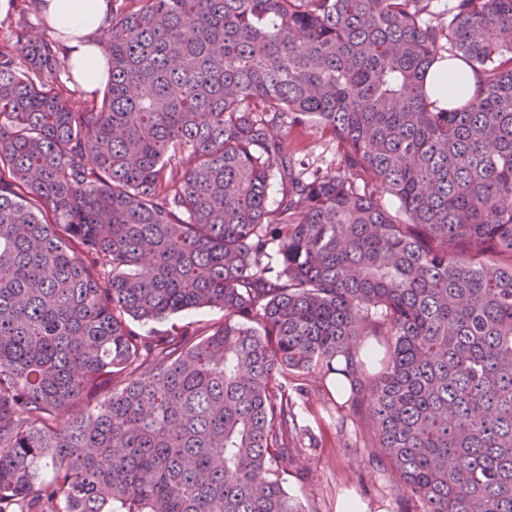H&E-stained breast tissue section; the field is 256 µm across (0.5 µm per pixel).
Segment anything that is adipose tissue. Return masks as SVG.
Returning a JSON list of instances; mask_svg holds the SVG:
<instances>
[{"instance_id": "obj_1", "label": "adipose tissue", "mask_w": 512, "mask_h": 512, "mask_svg": "<svg viewBox=\"0 0 512 512\" xmlns=\"http://www.w3.org/2000/svg\"><path fill=\"white\" fill-rule=\"evenodd\" d=\"M107 0H47L46 22L65 40L66 55L79 87L87 92L103 88L108 65L102 50Z\"/></svg>"}]
</instances>
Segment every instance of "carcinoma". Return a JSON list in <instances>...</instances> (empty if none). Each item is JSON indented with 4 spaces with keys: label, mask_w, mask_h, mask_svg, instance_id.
Returning <instances> with one entry per match:
<instances>
[{
    "label": "carcinoma",
    "mask_w": 512,
    "mask_h": 512,
    "mask_svg": "<svg viewBox=\"0 0 512 512\" xmlns=\"http://www.w3.org/2000/svg\"><path fill=\"white\" fill-rule=\"evenodd\" d=\"M18 2L0 512H311L282 475L313 377L373 424L398 512H512V0H112L78 105ZM443 60L479 77L449 108ZM309 120L338 171L299 167ZM203 307L224 322L140 330Z\"/></svg>",
    "instance_id": "obj_1"
}]
</instances>
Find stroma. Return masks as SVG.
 <instances>
[{
    "instance_id": "obj_1",
    "label": "stroma",
    "mask_w": 512,
    "mask_h": 512,
    "mask_svg": "<svg viewBox=\"0 0 512 512\" xmlns=\"http://www.w3.org/2000/svg\"><path fill=\"white\" fill-rule=\"evenodd\" d=\"M291 139L300 143L306 162L323 170L336 171L340 154L335 142L320 126L308 123L293 127ZM298 422L319 441L307 454L308 475L288 477L286 487L311 512H336V501L349 490L357 491L383 512H396V497L404 489L375 462V430L370 421L346 416L338 419L325 408L320 383L310 382Z\"/></svg>"
}]
</instances>
